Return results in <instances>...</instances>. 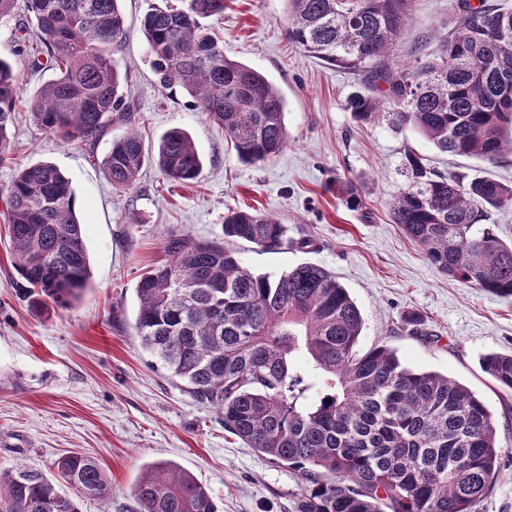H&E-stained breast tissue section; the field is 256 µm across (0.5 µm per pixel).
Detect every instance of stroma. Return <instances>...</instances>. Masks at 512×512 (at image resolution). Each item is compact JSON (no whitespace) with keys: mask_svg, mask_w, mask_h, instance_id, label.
Masks as SVG:
<instances>
[{"mask_svg":"<svg viewBox=\"0 0 512 512\" xmlns=\"http://www.w3.org/2000/svg\"><path fill=\"white\" fill-rule=\"evenodd\" d=\"M155 2L122 0L127 38L116 61L146 143L185 129L203 171L198 182L178 185L149 165L133 189H115L104 158L125 124L113 120L93 146L66 143L19 109L12 157L0 163V189L25 165L49 162L66 174L92 281L71 310L31 311L18 295L20 278L0 225V465L50 475L67 452L96 458L112 491L107 501L83 502V512H138L134 487L158 463L192 473L219 512H294L298 478L226 432L213 408L151 366L134 331L138 276L164 260L167 236H220L228 210L246 207L274 214L287 226L288 241L269 251L235 242L244 266L270 274L301 262L328 269L362 311L360 351L385 345L409 369L456 380L499 425L512 428V392L480 364L488 352L512 351V300L448 278L390 216L391 201L408 183L406 152L444 174L504 182H512V155L488 164L439 152L412 127L356 120L347 101L361 86L359 76L291 43L287 0H229L223 15L210 20L225 54L262 72L286 102L287 148L265 162L243 163L193 99L155 75L141 26ZM455 24L451 0H411L395 58H407L416 45L436 49ZM35 30L26 0H16L12 15L0 19V54L19 73L27 97L53 76L35 66L31 43L21 40ZM342 180L355 183L362 207L347 206L337 194ZM412 314L424 317L427 335H410Z\"/></svg>","mask_w":512,"mask_h":512,"instance_id":"1","label":"stroma"}]
</instances>
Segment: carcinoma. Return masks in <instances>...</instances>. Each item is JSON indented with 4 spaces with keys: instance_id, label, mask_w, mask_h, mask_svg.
Segmentation results:
<instances>
[{
    "instance_id": "cac0c4a2",
    "label": "carcinoma",
    "mask_w": 512,
    "mask_h": 512,
    "mask_svg": "<svg viewBox=\"0 0 512 512\" xmlns=\"http://www.w3.org/2000/svg\"><path fill=\"white\" fill-rule=\"evenodd\" d=\"M121 0H27L39 53L58 75L22 99L12 64L0 56V162L25 106L44 132L94 143L117 113L127 130L112 138L104 165L128 190L147 164L171 181L203 169L190 134L165 132L144 144L134 103L114 56L125 39ZM150 8L143 32L164 86H177L217 125L238 159L258 164L288 145L285 101L259 71L224 54L205 21L225 0H180ZM289 39L303 52L361 76L348 108L363 122L411 126L442 153L496 163L512 151V9L455 0L456 25L431 57L392 60L409 0H287ZM408 184L392 203L394 223L448 277L512 299V242L473 232L488 210L512 207V182L441 174L409 151ZM21 296L38 313L67 310L91 282L71 181L55 166L18 168L0 190ZM272 249L287 240L272 215L224 216L222 236L174 234L167 259L137 281L136 335L168 374L212 406L224 430L294 471L304 484L295 512H473L512 447L486 404L437 372L401 365L379 345L360 354L362 312L327 269L303 262L272 276L243 266L230 242ZM484 370L512 391V354L488 353ZM56 479L0 467V512H81L105 499L108 472L71 453ZM133 495L139 512H218L189 472L148 468Z\"/></svg>"
}]
</instances>
